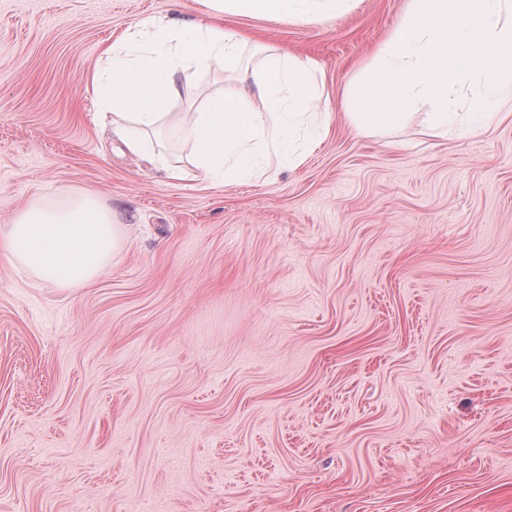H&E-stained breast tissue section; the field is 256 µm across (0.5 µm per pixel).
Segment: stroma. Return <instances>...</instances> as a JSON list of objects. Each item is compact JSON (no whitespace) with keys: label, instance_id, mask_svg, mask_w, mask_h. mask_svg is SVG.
Listing matches in <instances>:
<instances>
[{"label":"stroma","instance_id":"obj_1","mask_svg":"<svg viewBox=\"0 0 512 512\" xmlns=\"http://www.w3.org/2000/svg\"><path fill=\"white\" fill-rule=\"evenodd\" d=\"M409 4L225 18L318 61L332 114L227 186L127 152L93 84L205 0H0V225L69 189L124 237L75 290L0 257V512H512V102L451 135L340 105ZM181 82L176 112L223 85Z\"/></svg>","mask_w":512,"mask_h":512}]
</instances>
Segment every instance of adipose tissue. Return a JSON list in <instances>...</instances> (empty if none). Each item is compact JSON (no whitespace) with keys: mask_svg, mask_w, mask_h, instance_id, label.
Segmentation results:
<instances>
[{"mask_svg":"<svg viewBox=\"0 0 512 512\" xmlns=\"http://www.w3.org/2000/svg\"><path fill=\"white\" fill-rule=\"evenodd\" d=\"M352 0H207V16L179 25L159 22L112 45L108 83L99 94L101 113L136 155L151 154V131L168 122L192 142L187 166L168 177L266 179L272 169L300 163L313 149L302 141L309 126H326L317 106L318 63L284 51L258 63L244 58L245 41L219 17L254 16L288 22H320L351 7ZM216 70L238 86L207 96L202 111L172 113L182 95L181 73ZM123 245L110 206L97 196L63 191L56 202L36 198L12 222L0 226V254L39 284L77 289L111 267Z\"/></svg>","mask_w":512,"mask_h":512,"instance_id":"1","label":"adipose tissue"}]
</instances>
